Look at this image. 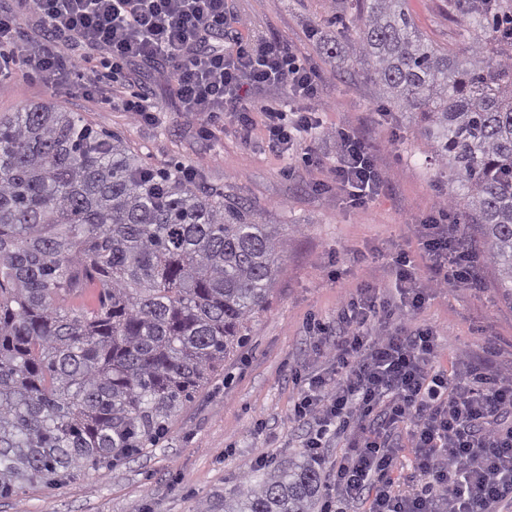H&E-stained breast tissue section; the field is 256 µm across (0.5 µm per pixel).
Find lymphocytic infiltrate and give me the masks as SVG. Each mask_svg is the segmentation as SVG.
<instances>
[{
	"label": "lymphocytic infiltrate",
	"mask_w": 512,
	"mask_h": 512,
	"mask_svg": "<svg viewBox=\"0 0 512 512\" xmlns=\"http://www.w3.org/2000/svg\"><path fill=\"white\" fill-rule=\"evenodd\" d=\"M32 6L44 33L32 46L21 37L22 7ZM224 0H18L0 6V74L13 66L47 82L64 71L59 47L103 53L111 70L159 65L173 81L181 110L209 122L232 113L251 128L262 115L268 141L281 153L296 150L299 135L318 128L307 112L284 113L248 99V90L284 83L293 98L313 99L320 75L297 62L282 42L237 40L223 45ZM68 71V70H65ZM83 91L98 88L94 67L68 71ZM333 170L352 207L378 196L380 177L371 146L358 133L338 129ZM422 254L438 284L480 286L475 257L446 212L414 226ZM399 305L361 284L338 310L342 327L330 344L331 376L308 378L293 406L307 427L303 448L323 462L332 437L347 434V452L328 473L321 512H498L512 505V377L466 366L463 374L436 366L439 342L428 327L394 323L397 311L419 313L426 302L420 269L405 252L394 258ZM389 323L369 335L372 321ZM409 424L414 455L398 474L395 432Z\"/></svg>",
	"instance_id": "f902f5d3"
}]
</instances>
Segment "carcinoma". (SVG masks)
Here are the masks:
<instances>
[{
  "label": "carcinoma",
  "mask_w": 512,
  "mask_h": 512,
  "mask_svg": "<svg viewBox=\"0 0 512 512\" xmlns=\"http://www.w3.org/2000/svg\"><path fill=\"white\" fill-rule=\"evenodd\" d=\"M344 41L419 118L448 203L512 301V0H453L467 55L409 0H351ZM286 240L248 206L145 168L72 112L0 116V497L111 468L159 439L267 304ZM308 458L257 466L199 512H316Z\"/></svg>",
  "instance_id": "cac0c4a2"
}]
</instances>
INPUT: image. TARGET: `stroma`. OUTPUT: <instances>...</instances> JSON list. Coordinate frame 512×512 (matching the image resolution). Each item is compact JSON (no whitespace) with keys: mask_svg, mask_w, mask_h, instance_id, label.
Listing matches in <instances>:
<instances>
[{"mask_svg":"<svg viewBox=\"0 0 512 512\" xmlns=\"http://www.w3.org/2000/svg\"><path fill=\"white\" fill-rule=\"evenodd\" d=\"M410 6L433 42L467 53L448 0H410ZM226 7L243 36L281 40L299 63L319 72L321 126L304 138L318 163L300 152H276L262 125L246 133L231 117L203 136L198 121L181 112L173 81L161 74L127 69L111 82L116 94L150 92L160 108L152 121L119 105L102 107L65 78L51 86L26 75L0 80V113L37 103L80 113L93 129L120 133L147 167L191 168L195 187L250 204L261 223L283 225L288 237L268 303L249 323L245 345L173 417L158 444L112 469L24 485L0 498V512H194L198 502L232 491L259 454L275 462L300 457L304 429L291 411L304 378L330 365L329 354L313 347L316 326L335 327L341 302L364 282L398 303L391 258L401 248L417 252L414 220L444 206L448 180L427 162L415 117L388 112L369 81L347 74L343 57L326 61L323 47L342 29L335 20L342 0H227ZM339 128L360 133L376 152L383 188L363 208L349 207L332 180ZM480 275L479 290L442 288L422 269L428 296L414 322L440 336L441 368L454 369L466 353L474 366L507 376L512 302L502 297L493 271L484 267Z\"/></svg>","mask_w":512,"mask_h":512,"instance_id":"obj_1","label":"stroma"}]
</instances>
